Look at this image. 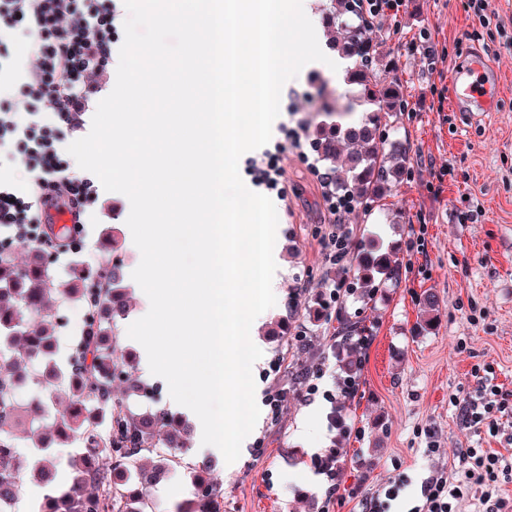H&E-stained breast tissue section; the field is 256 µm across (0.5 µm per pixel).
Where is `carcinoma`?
Wrapping results in <instances>:
<instances>
[{
  "mask_svg": "<svg viewBox=\"0 0 512 512\" xmlns=\"http://www.w3.org/2000/svg\"><path fill=\"white\" fill-rule=\"evenodd\" d=\"M330 49L352 61L347 81L359 88V102L366 119L358 124L334 122L316 131L313 147L319 158L332 166L341 162L347 177H336V189L353 194L363 210L381 209L391 187L407 171L405 146L389 139L398 113L404 111V88L400 81L383 83L371 69L373 44L369 20L359 0H330L323 15ZM353 279L362 297L368 299L379 285L396 277L385 254L369 251L356 256ZM123 265L112 261V271L93 289L95 275L83 271L56 284L48 274L40 251L18 266L0 258V330L10 335L0 341V404L8 401V385L18 372L41 361L38 385L48 401L63 390L68 402L62 413L44 427L30 410L15 403L0 415V498L17 496L24 475L43 486L42 512H147L146 494L173 467L175 450L189 448L188 427L163 408L136 413L112 395L110 373L117 370L126 390L143 389L136 362L126 355L118 340L120 322L128 314L125 289L121 288ZM60 300H78L92 314V323L78 347L60 366L55 358L57 334L52 310ZM420 328L428 330L438 311L432 292L420 295ZM335 354L345 381L355 378L359 363L352 352L361 345L363 328L337 309ZM25 429L37 436L41 454L24 460L15 447V434ZM165 433V441L156 435ZM79 439L94 444L98 452L79 449L70 461L71 483L66 491L55 485V457L52 449L65 448ZM156 456L152 467L137 464L142 452ZM216 482L207 463L192 472L191 484L207 486Z\"/></svg>",
  "mask_w": 512,
  "mask_h": 512,
  "instance_id": "1",
  "label": "carcinoma"
}]
</instances>
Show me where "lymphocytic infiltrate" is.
<instances>
[{
    "instance_id": "lymphocytic-infiltrate-1",
    "label": "lymphocytic infiltrate",
    "mask_w": 512,
    "mask_h": 512,
    "mask_svg": "<svg viewBox=\"0 0 512 512\" xmlns=\"http://www.w3.org/2000/svg\"><path fill=\"white\" fill-rule=\"evenodd\" d=\"M120 20L119 0H0V29L15 31L28 47L25 59L19 60L0 42V77L17 78L31 109L50 111L56 117L51 127L24 121L11 101L0 99V149L20 147L22 161L33 174L22 194L0 182V242L37 239L43 214L53 209L71 214L69 250L81 251L84 216L97 191L84 172L71 168L56 143L61 135L83 129L85 112L108 83ZM283 134V142L274 151L251 163L255 184L282 199L288 196L284 155L290 150L300 155L305 152L297 130L287 128ZM310 171L334 225L324 243L326 259L344 272L352 246L345 218L356 211V201L337 191L329 172L315 165ZM458 406L467 425L484 426L495 433L499 419L512 416V395L486 375L477 398L459 401ZM461 457L465 482L481 489V512H502L504 503L496 493V481L499 475L512 472V459L479 448L462 449Z\"/></svg>"
}]
</instances>
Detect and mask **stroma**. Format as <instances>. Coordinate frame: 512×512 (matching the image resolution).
Segmentation results:
<instances>
[{
  "instance_id": "35a3bbf8",
  "label": "stroma",
  "mask_w": 512,
  "mask_h": 512,
  "mask_svg": "<svg viewBox=\"0 0 512 512\" xmlns=\"http://www.w3.org/2000/svg\"><path fill=\"white\" fill-rule=\"evenodd\" d=\"M488 11L497 15V24L478 25L466 0H407L404 12L372 35L382 81L400 80L409 103L437 91L442 102L437 112H402L395 135L407 146L406 178L393 187L386 210L359 211L347 220L355 252L390 253L398 275L368 302L344 300L370 338L356 351L359 385L345 402L343 434L329 422L341 389L337 323L307 315L325 280L337 276L324 250L333 226L306 162L294 153L285 156L288 198L277 204L285 272L271 320H289L304 337L283 342L261 334L265 357L254 376L261 424L233 472L212 467L224 488V512H412L423 502L427 478L457 480L461 449L512 457V445L463 424L454 405L475 394L479 367L492 368L496 383L512 393V47L505 45L512 37V0H488ZM423 30L430 32V42L419 41ZM469 30L475 39H465ZM429 46L438 58L433 76L426 71ZM479 55L495 71L498 97L492 111L476 121L452 98L450 85ZM356 97L344 71L320 62L305 65L282 88L274 140H282L281 129L289 126L311 141L332 112L359 121L363 109ZM445 166L451 173L439 194H431V172ZM127 217L122 199L98 190L87 212L83 251L57 253V262L97 271L116 257L132 265L126 246L111 251L100 244L105 230H125ZM418 224L428 227L426 279L405 269V245ZM427 290L436 294L439 312L433 327L421 332L418 298ZM276 363L281 371L273 377L269 371ZM315 369L321 372L319 392L304 396L298 375ZM279 388L287 398L275 415L267 400ZM432 440L438 448H429ZM332 448L341 452L339 492L312 464ZM179 458L175 477L150 492L154 512H179L191 497L192 453Z\"/></svg>"
}]
</instances>
